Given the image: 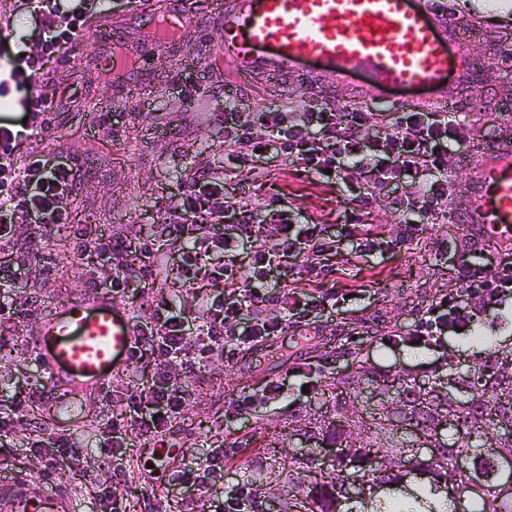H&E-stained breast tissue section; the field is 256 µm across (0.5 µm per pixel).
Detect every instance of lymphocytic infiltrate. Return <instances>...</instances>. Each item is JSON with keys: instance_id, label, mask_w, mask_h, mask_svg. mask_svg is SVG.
Instances as JSON below:
<instances>
[{"instance_id": "1", "label": "lymphocytic infiltrate", "mask_w": 512, "mask_h": 512, "mask_svg": "<svg viewBox=\"0 0 512 512\" xmlns=\"http://www.w3.org/2000/svg\"><path fill=\"white\" fill-rule=\"evenodd\" d=\"M97 0H81L59 24L55 10L42 14L49 37L33 44L25 63L30 71L43 70L60 57L87 25ZM225 156L234 163L253 164L264 173L269 160L291 165L308 174L346 180L363 186L368 195H379L391 184L402 192L392 201L395 213H432L435 205L450 199L447 149L452 140H465L466 124L436 112L337 113L328 105L300 99L262 111L243 110L225 104ZM381 129L384 160L368 158L361 136L363 129ZM21 132L0 127V244L18 240L25 226L65 224L69 199L79 182L76 160L62 156L49 159L40 153L19 158ZM225 175L201 173L188 192L172 201L169 216L159 226V238L144 239L133 247L120 235H73L77 259L94 257L113 263L110 279L100 289L116 297L129 296L136 285L126 275L124 262L139 254L142 277L160 280L177 273L186 281L204 279L224 284V292L198 295L195 305L206 316L197 324L174 311L169 302L158 304L151 319L138 322L139 336L133 362L137 370L153 372L155 380L147 395L128 393L123 402L128 421L101 423L104 435L101 465L112 462V451L122 446L129 427L146 440L170 431L191 398L187 386L172 383V366L194 369L199 365L230 359L237 352L262 347L286 326L305 330L315 311L327 309L336 298L328 289L300 298L288 288L287 272H276L274 257L305 259L318 270L326 256L336 253L339 242L327 225L309 224L294 229V211L276 204H248L224 193ZM232 213L234 224L224 222ZM467 286L461 293L441 294L410 331L417 342L442 347L449 329L468 328L474 314L487 310L512 294V265L487 273L484 266L468 265L461 271ZM274 279L280 293L269 300L264 286ZM27 448L40 454L45 472H52L79 457L81 443L69 434L43 440L27 438ZM224 451L211 449L205 465L189 463L172 480L177 490L209 493L213 512H256L252 495L243 485L224 490Z\"/></svg>"}]
</instances>
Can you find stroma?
<instances>
[{"mask_svg": "<svg viewBox=\"0 0 512 512\" xmlns=\"http://www.w3.org/2000/svg\"><path fill=\"white\" fill-rule=\"evenodd\" d=\"M181 9L191 15V25L177 35L157 36L146 29L139 9L99 13L68 53L54 60L46 73L34 76L47 93L59 87V77L65 73L72 87L52 126L39 131L35 139L23 140L20 151L70 155L81 165L83 179L70 201L69 223L36 226L32 238L0 246V263H29L28 284L16 302L17 316L6 339H0V401L18 395L28 383L42 381V371L32 353L17 343V335L38 333L55 305L83 298L94 290L95 278L112 274L110 266L104 265L90 276L74 263V231L123 235L135 243L151 235L166 215L168 203L189 189L199 170L225 165V101L234 99L261 109L304 97L339 106L349 94L361 91L357 76L337 83L310 76L253 79L233 71L217 53V21L224 13V0H182ZM448 12L478 35L472 47L473 81L457 84L450 93L456 119L472 130L468 141L448 146L452 204H440L426 216L415 215V222L422 226L420 235L396 251L362 259L351 255L350 243H343L337 254L328 257V272L320 277L310 273L304 262L293 261L291 288L301 293L336 291V306L319 319L315 339L303 341L289 327L270 347L176 376V383L188 386L193 397L174 430L178 445L166 449L162 460L150 461L133 431L119 452L125 474L122 482L113 483L111 471L99 465V437L90 421L96 414L112 413L106 395L117 398L130 388L145 391L153 382L151 374L120 371L112 377L109 394L73 397L68 412L51 414L37 402L25 406L16 421L19 432L38 429L51 437L71 428L85 452L53 477L42 474L37 458L24 457L19 477L67 492L79 500L83 512H101L87 493L92 481L113 484L125 512H209L208 494L199 492L184 499L168 493L169 473L186 460L204 462L210 449L220 447L225 487L258 474L270 478L280 474L277 447L288 435L289 416L298 408L315 409L323 403L317 390L305 389L307 378L300 371L304 364H321L318 384L323 387L346 374L358 358L421 381L447 355L472 361V354L460 349L455 334L438 349L413 344L408 338H391L398 325L413 323L439 294L459 289L458 269L469 260V241H479L494 261H512V239H493L461 222L472 165L481 159L480 154L471 153V146L512 138V57L498 53L500 44L512 45V0H448ZM1 23L12 26L18 37L12 47L17 56L28 51L39 33L32 10L18 8L17 0H0ZM111 24L122 27L126 38L143 46L137 72L119 88L104 75L111 55L100 31ZM367 102L372 112L436 108L432 93L423 89H390L368 97ZM93 112L116 114L115 127L91 121ZM228 168L229 195L262 204L282 201L328 225L343 223L352 212L385 235L395 233L391 201L397 189H388L365 204L359 200V190L319 183L293 168L272 166L263 177L243 166ZM46 266L51 274H43ZM195 289V283L173 274L161 287L150 280L142 282L138 294L126 298L124 305L127 311L146 316L156 301L167 298L177 304ZM268 379L286 381L287 395L265 398L260 386ZM248 396L252 405L239 409V401Z\"/></svg>", "mask_w": 512, "mask_h": 512, "instance_id": "obj_1", "label": "stroma"}]
</instances>
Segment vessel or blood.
Listing matches in <instances>:
<instances>
[{
	"label": "vessel or blood",
	"instance_id": "vessel-or-blood-1",
	"mask_svg": "<svg viewBox=\"0 0 512 512\" xmlns=\"http://www.w3.org/2000/svg\"><path fill=\"white\" fill-rule=\"evenodd\" d=\"M218 49L240 72L285 77L315 71L340 82L361 76L370 93L447 92L448 54L468 75L470 48L431 0H233L219 19ZM470 223L512 237V151L478 164L467 196ZM137 331L120 301L88 294L58 305L40 328L38 353L50 384L90 394L129 365ZM0 512H80L76 499L40 483L0 478Z\"/></svg>",
	"mask_w": 512,
	"mask_h": 512
}]
</instances>
